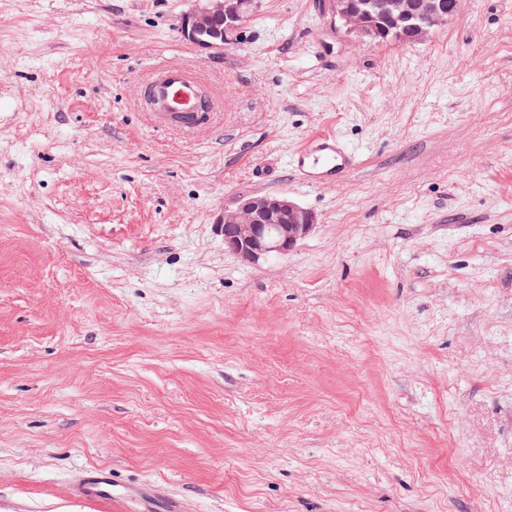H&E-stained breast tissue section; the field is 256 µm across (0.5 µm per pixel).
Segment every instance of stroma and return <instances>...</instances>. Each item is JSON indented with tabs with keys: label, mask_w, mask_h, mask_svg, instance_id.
Listing matches in <instances>:
<instances>
[{
	"label": "stroma",
	"mask_w": 512,
	"mask_h": 512,
	"mask_svg": "<svg viewBox=\"0 0 512 512\" xmlns=\"http://www.w3.org/2000/svg\"><path fill=\"white\" fill-rule=\"evenodd\" d=\"M0 0V512L93 467L186 512H512V0L423 42L360 41L329 0ZM162 62L212 125L154 128ZM321 133L354 155L309 186ZM242 193L318 223L246 263ZM202 6L181 18L185 40L204 50H221L232 43L252 16L255 0H203ZM293 164L305 181L312 184L337 182L351 167L350 155L330 134L311 138L307 146L293 156Z\"/></svg>",
	"instance_id": "1"
}]
</instances>
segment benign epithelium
<instances>
[{"label":"benign epithelium","instance_id":"1","mask_svg":"<svg viewBox=\"0 0 512 512\" xmlns=\"http://www.w3.org/2000/svg\"><path fill=\"white\" fill-rule=\"evenodd\" d=\"M334 17L361 41L421 42L448 24L459 5L445 0H330ZM256 0H203L181 18L185 40L204 50L232 43L252 16ZM313 212L284 194H243L224 207L214 229L224 248L247 262L284 254L312 231Z\"/></svg>","mask_w":512,"mask_h":512}]
</instances>
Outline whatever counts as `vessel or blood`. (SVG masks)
I'll return each mask as SVG.
<instances>
[{
	"label": "vessel or blood",
	"instance_id": "vessel-or-blood-1",
	"mask_svg": "<svg viewBox=\"0 0 512 512\" xmlns=\"http://www.w3.org/2000/svg\"><path fill=\"white\" fill-rule=\"evenodd\" d=\"M151 96L158 105L151 117L160 128H189L198 116L204 93L201 79L180 64L159 66L151 79ZM293 164L305 181L312 184L336 182L351 167L350 156L330 134L311 138L293 157ZM72 499L94 504L119 506L121 512H183L179 500L153 484L120 485L109 470L99 468L73 478Z\"/></svg>",
	"mask_w": 512,
	"mask_h": 512
}]
</instances>
